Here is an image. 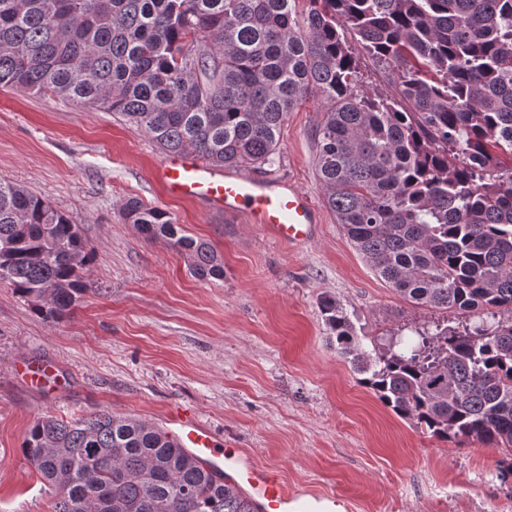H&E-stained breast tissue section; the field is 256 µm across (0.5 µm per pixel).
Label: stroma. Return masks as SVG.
<instances>
[{
	"mask_svg": "<svg viewBox=\"0 0 512 512\" xmlns=\"http://www.w3.org/2000/svg\"><path fill=\"white\" fill-rule=\"evenodd\" d=\"M322 112L314 94L290 112L274 163L257 172L321 207L314 238L291 246L168 195L153 178L166 153L118 113L0 87V179L49 199L95 253L78 306L58 322L0 282V512H53V489L21 449L34 419L103 408L159 425L190 410L286 489L336 498L345 512H512L505 451L398 418L329 343L325 294L365 342L469 315L409 303L356 251L315 174ZM131 197L210 242L223 278H195L186 256L146 241L123 218ZM37 364L59 384L31 386L25 369Z\"/></svg>",
	"mask_w": 512,
	"mask_h": 512,
	"instance_id": "35a3bbf8",
	"label": "stroma"
}]
</instances>
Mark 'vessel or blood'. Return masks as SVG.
<instances>
[{
	"label": "vessel or blood",
	"instance_id": "b4317fda",
	"mask_svg": "<svg viewBox=\"0 0 512 512\" xmlns=\"http://www.w3.org/2000/svg\"><path fill=\"white\" fill-rule=\"evenodd\" d=\"M158 176L171 196L205 200L228 216L246 215L250 223L263 225L289 244L310 241L319 222L316 206L300 189L274 179L221 172L187 154L166 160ZM170 423L177 444L207 471L243 490L257 512H312L310 499L288 496L278 479L244 459L240 449L224 446L193 414L177 413Z\"/></svg>",
	"mask_w": 512,
	"mask_h": 512
}]
</instances>
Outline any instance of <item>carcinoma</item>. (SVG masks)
Wrapping results in <instances>:
<instances>
[{
	"mask_svg": "<svg viewBox=\"0 0 512 512\" xmlns=\"http://www.w3.org/2000/svg\"><path fill=\"white\" fill-rule=\"evenodd\" d=\"M0 0V86L118 112L168 153L273 161L289 112L324 102L315 173L355 249L403 299L473 312L405 346L364 349L343 305L319 309L336 353L396 416L512 457V0ZM395 93H361L360 55ZM146 240L224 276L207 241L136 199ZM92 262L79 225L0 179V281L45 319L74 310ZM23 454L53 512H256L163 430L108 409L43 415Z\"/></svg>",
	"mask_w": 512,
	"mask_h": 512,
	"instance_id": "carcinoma-1",
	"label": "carcinoma"
}]
</instances>
